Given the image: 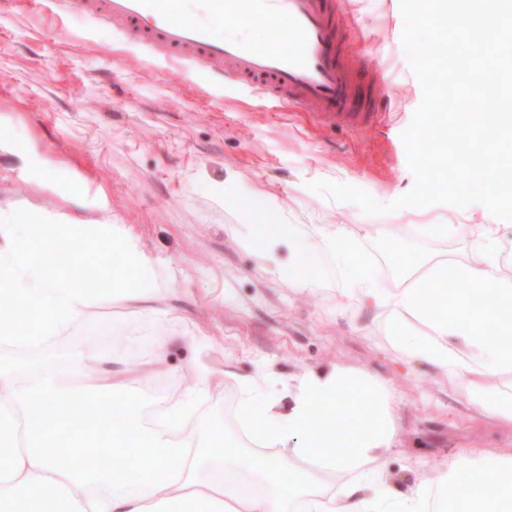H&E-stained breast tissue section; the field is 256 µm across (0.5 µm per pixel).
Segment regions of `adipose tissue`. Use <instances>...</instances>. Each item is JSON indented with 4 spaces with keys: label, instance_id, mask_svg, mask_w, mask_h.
Returning a JSON list of instances; mask_svg holds the SVG:
<instances>
[{
    "label": "adipose tissue",
    "instance_id": "obj_1",
    "mask_svg": "<svg viewBox=\"0 0 512 512\" xmlns=\"http://www.w3.org/2000/svg\"><path fill=\"white\" fill-rule=\"evenodd\" d=\"M226 199L247 218L241 244L259 249L271 272L308 288L320 281L319 250L334 252L349 280L346 299L388 310V340L399 354L433 365L485 414L512 424V395L488 386L512 372V273L500 260V225H481L473 260L425 258L385 290L343 228L299 245L292 227L265 223L260 197L230 190ZM407 317L426 322L431 335L409 331ZM166 353L162 343L147 358H121L108 388L96 391L63 388L65 378L99 368L93 353L70 352L60 369L0 359V512H45L50 497L56 512H436L435 488L447 512H503L512 503V448L465 451L433 483L390 489L388 389L341 368L305 373L284 404L246 383L240 441L223 423L196 426L214 384L203 371L144 421L141 386L169 373ZM63 401L73 413H60ZM344 419L348 427L339 428ZM61 448L68 464L58 459Z\"/></svg>",
    "mask_w": 512,
    "mask_h": 512
}]
</instances>
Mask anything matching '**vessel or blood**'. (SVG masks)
Instances as JSON below:
<instances>
[{"mask_svg": "<svg viewBox=\"0 0 512 512\" xmlns=\"http://www.w3.org/2000/svg\"><path fill=\"white\" fill-rule=\"evenodd\" d=\"M54 13H78L103 22L153 54L218 78L242 81L308 107L329 127L360 130L373 121L372 94L348 78L336 45V0H204L210 16L268 25L267 43L214 37L209 27L179 17L163 0H33Z\"/></svg>", "mask_w": 512, "mask_h": 512, "instance_id": "obj_1", "label": "vessel or blood"}]
</instances>
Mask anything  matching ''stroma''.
<instances>
[{
  "instance_id": "35a3bbf8",
  "label": "stroma",
  "mask_w": 512,
  "mask_h": 512,
  "mask_svg": "<svg viewBox=\"0 0 512 512\" xmlns=\"http://www.w3.org/2000/svg\"><path fill=\"white\" fill-rule=\"evenodd\" d=\"M339 2L343 56L378 112L359 131L319 126L250 85L182 69L102 23L0 0V211H77L88 176L98 184L100 220L123 225L155 259V305L177 310V319H146L118 303L95 310L126 335L170 342L174 373L165 391L143 389L144 409L182 392L183 378L199 369L216 379L201 418L234 422L243 382L262 379L280 398L284 383L309 371L363 372L389 390L392 482H429L459 450L512 448V426L481 414L429 365L399 356L386 339V313L342 301L347 282L334 255L321 252L313 288L270 273L258 250L239 243L244 218L224 201L230 185L262 195L270 223L307 238L346 228L387 288L401 274L398 257L469 258L468 243L494 223L479 204L368 216L311 190L314 181L344 183L387 204L414 185L402 133L422 89L402 45L400 0ZM445 222L461 225L455 240L411 233Z\"/></svg>"
}]
</instances>
